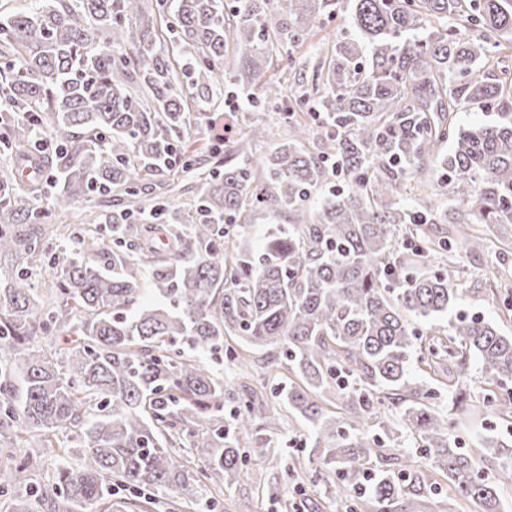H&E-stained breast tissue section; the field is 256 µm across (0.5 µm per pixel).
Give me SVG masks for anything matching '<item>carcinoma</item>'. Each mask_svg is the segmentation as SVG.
<instances>
[{
  "label": "carcinoma",
  "instance_id": "obj_1",
  "mask_svg": "<svg viewBox=\"0 0 512 512\" xmlns=\"http://www.w3.org/2000/svg\"><path fill=\"white\" fill-rule=\"evenodd\" d=\"M340 2L156 0L187 48L189 93L144 0H29L0 19V146L14 163L0 174V260L16 268L0 279V439H20L0 443V458L10 448L0 487L19 491L15 512H31L33 493L30 462L15 448L30 437L48 453L63 429L81 444L79 462L41 491L50 512L94 503L112 512L114 482L184 503L191 467L238 485L283 416L205 365L204 353L241 358L226 336L276 349L265 371L279 382L274 396L315 433L307 461L284 458L287 479L326 496L353 492L350 512L366 503L394 512L401 494L417 512L434 482L397 474L383 452L415 440L455 495L499 512L512 449L485 436L476 467L456 416L470 406L459 377L473 358L494 387L482 403L512 414V336L476 315L451 317L444 337L415 321L459 303L448 253L481 252L489 225L512 226V0H349L353 33L336 34L309 80L290 88L271 74L282 50L323 27ZM226 79L255 107L276 105L288 141L259 158L244 143L224 146V172L194 186L211 220L162 230L122 208L97 211L95 192L156 190L196 108ZM466 109L494 119L462 126ZM43 171L59 182L45 212L34 206ZM332 180L340 187L311 205ZM435 181L455 196L444 213L426 195ZM82 202L78 258L40 297L27 267L49 253L47 218ZM256 210L275 225L262 248L226 240L220 222ZM438 224L459 229L447 236ZM148 290L158 301L146 302ZM60 332L76 336L65 371L50 340ZM414 361L428 377L448 375L452 411L413 381ZM331 388L348 416L321 406ZM226 403L236 404L228 424Z\"/></svg>",
  "mask_w": 512,
  "mask_h": 512
}]
</instances>
